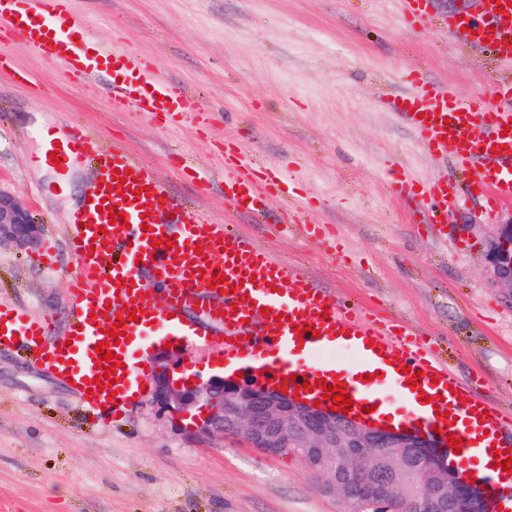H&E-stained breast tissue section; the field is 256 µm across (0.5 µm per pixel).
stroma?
Returning <instances> with one entry per match:
<instances>
[{"instance_id":"obj_1","label":"stroma","mask_w":512,"mask_h":512,"mask_svg":"<svg viewBox=\"0 0 512 512\" xmlns=\"http://www.w3.org/2000/svg\"><path fill=\"white\" fill-rule=\"evenodd\" d=\"M471 0H431L423 27L407 28L386 0H71L101 41L119 40L184 85L206 122L164 129L97 100L78 75L16 46L12 62L51 96L0 72V187L31 208L53 265L0 245V303L26 307L62 338L71 314L65 244L74 206L96 172L84 158L48 170L34 129H67L73 115L104 140L121 139L168 181L172 197L229 224L315 285L367 315L428 342L489 401L512 407V299L493 283L483 247L512 204L487 214L452 157L421 153L415 133L384 106L423 73L465 96L512 79L498 54L448 36ZM272 170L291 172L310 202L298 223H257L218 192H196L177 154L208 170L225 136ZM410 167L422 181L461 184L444 223L387 179ZM319 225L318 241L303 223ZM296 457L271 458L234 439L187 436L139 395L119 422L89 409L72 386L24 350L0 348V512H361L322 490Z\"/></svg>"}]
</instances>
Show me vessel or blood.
<instances>
[{"label":"vessel or blood","instance_id":"vessel-or-blood-1","mask_svg":"<svg viewBox=\"0 0 512 512\" xmlns=\"http://www.w3.org/2000/svg\"><path fill=\"white\" fill-rule=\"evenodd\" d=\"M68 0H0V21L9 23L11 42L43 60L89 79H104L109 101L133 109L158 124L169 125L186 115L187 90L153 73L149 61L121 44L98 43L82 18L67 15ZM408 27L421 23L429 0H388ZM471 12L451 16L449 28L470 29V42L498 45L512 54V0H472ZM387 105L436 156L454 155L471 172L470 186L488 206L512 200V81L498 84L493 96L460 97L444 84L415 75L409 91ZM480 137H472L473 128ZM43 143L41 161L51 153L65 160L74 155L99 162L89 201L71 215L69 245L78 260L71 280L72 315L64 339L50 340L46 319L22 307L0 305V347L20 343L47 357L58 377H71L85 404L105 408L113 420L125 418L134 395L147 381L140 354L146 344L178 343L197 334L184 311L203 306L209 321L224 329L219 344L225 360L244 362L274 379H288L295 392L325 398L323 383L342 384L352 397L350 412L379 422L389 411L384 383H391L407 410L401 425L429 433L433 428L460 437L455 464L462 474L475 471L483 449L495 446L501 459L512 458V413L484 401L467 388L447 364L412 338L397 337L385 325L346 307L334 294L314 287L303 273L292 271L263 248L232 236L221 224H207L196 212L169 194L163 180L141 159L120 145L104 149L84 126L65 132L37 131ZM495 166H488V159ZM119 170L130 173L119 190H111ZM187 178L200 191L221 187L225 200L266 221L273 207L294 206L291 183L270 171L257 156L244 153L231 137L224 140L221 173L192 167ZM392 191L413 194L429 215H445L456 187L447 178L422 185L408 175L395 176ZM117 206L123 219L111 220ZM225 276L223 289L213 288L214 273ZM150 277L157 295H149L143 277ZM134 303L139 321H126L119 345L124 374L119 383L90 392L103 377L98 367V342L109 341L123 306ZM305 334H298V327ZM353 352V365L326 359L327 351ZM420 374L417 387L406 379ZM443 396L444 415L418 408L421 392Z\"/></svg>","mask_w":512,"mask_h":512}]
</instances>
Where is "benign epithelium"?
<instances>
[{"label": "benign epithelium", "instance_id": "1", "mask_svg": "<svg viewBox=\"0 0 512 512\" xmlns=\"http://www.w3.org/2000/svg\"><path fill=\"white\" fill-rule=\"evenodd\" d=\"M30 255L41 226L19 199L0 187V244ZM497 287L512 294V220L486 241ZM153 402L197 438L234 437L269 457L302 459L325 478L323 492L381 512H490L488 491L448 465L433 435L389 430L295 398L265 378L207 379L187 374L174 353L155 355Z\"/></svg>", "mask_w": 512, "mask_h": 512}]
</instances>
